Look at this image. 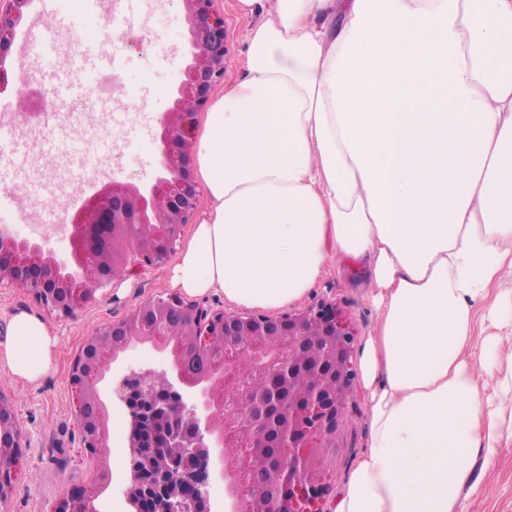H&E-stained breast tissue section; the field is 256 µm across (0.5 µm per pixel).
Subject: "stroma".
Here are the masks:
<instances>
[{"instance_id":"35a3bbf8","label":"stroma","mask_w":512,"mask_h":512,"mask_svg":"<svg viewBox=\"0 0 512 512\" xmlns=\"http://www.w3.org/2000/svg\"><path fill=\"white\" fill-rule=\"evenodd\" d=\"M220 7L231 49L224 81L230 84L241 74L250 21L239 13L238 0H221ZM43 18L57 38H75L83 45L91 41L100 50L111 53L108 66L122 76L130 109L119 112L113 104L100 101L91 107L97 119L90 122L71 113L69 108H61L44 133L47 146L43 160H35L26 153L18 167L0 169V193L9 191L11 184L21 179L37 186L53 187L61 172L70 175L72 190H80L82 163L90 155L111 153L113 127L127 126L132 111L144 113L149 122H156L170 106V92L182 78L172 52L173 46L183 45L188 38L181 6H171L150 17L143 0H122L115 16L101 22L95 9H68L61 0H53ZM117 24L128 25L131 34L140 39V47L127 43L114 45L112 28ZM123 146L124 152L114 167L115 174L136 182L151 180L159 165L153 140L129 130ZM170 269L166 263L107 285L99 291L97 302L75 317H48L58 341L55 366L37 385L16 380L0 365V393L14 402L17 421L30 442L11 476L12 491L0 502V512H52L55 502L70 485L89 488L97 483L101 462L82 448L79 441L70 383L73 359L85 339L102 324L124 317L149 299L172 294ZM323 300L336 302L354 329L356 341H363L373 330L374 310L365 288L351 269L327 273L295 307L301 310ZM366 409L363 384L355 382L335 429L322 442L320 476L328 490L327 504H334L367 446ZM110 446L116 475L106 493L100 496L97 507L99 512H131L124 499L130 479L124 471L128 444L114 434ZM478 479L477 492L462 494L460 512H512V445L502 448L492 470L479 474Z\"/></svg>"}]
</instances>
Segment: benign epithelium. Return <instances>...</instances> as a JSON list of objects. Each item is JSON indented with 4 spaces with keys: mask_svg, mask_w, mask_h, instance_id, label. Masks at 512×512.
<instances>
[{
    "mask_svg": "<svg viewBox=\"0 0 512 512\" xmlns=\"http://www.w3.org/2000/svg\"><path fill=\"white\" fill-rule=\"evenodd\" d=\"M188 41L178 54L182 80L172 106L157 119L155 142L160 164L147 182L112 176L92 183L66 205L71 250L58 255L47 240L19 242L0 231V288H23L46 313L72 318L114 281L167 263L185 227L194 223L201 190L194 176L193 147L198 118L224 82L230 54L224 12L218 0H181ZM33 0H0V86L18 81L16 27L33 18ZM45 110L31 93L24 123L36 125ZM102 336H121L109 349ZM212 336L224 337V362H211L189 377L171 361L166 385L154 384L147 369L124 376L112 372L121 353L134 345L159 352H179V344L199 338L205 352ZM354 333L341 311L323 301L281 315L229 313L204 308L181 296L149 300L125 317L100 326L87 337L71 366V383L79 387L76 421L82 447L100 455L101 441L112 424L114 406L122 408L128 432L132 483L162 496L161 512H195L206 500L207 480L197 496L183 494L175 470L191 458L204 471L224 480V512H324L325 487L319 482L320 443L336 427L354 379L351 353ZM249 347L255 359L244 363L239 351ZM260 370L267 385L255 391L245 384ZM191 417V431L175 420ZM261 427L248 448L231 457L228 439L239 425ZM178 448L168 469L147 475L135 469L143 448ZM0 499L9 487L7 473L28 447L10 398L0 396ZM85 487L72 486L53 512H97Z\"/></svg>",
    "mask_w": 512,
    "mask_h": 512,
    "instance_id": "7a95c632",
    "label": "benign epithelium"
}]
</instances>
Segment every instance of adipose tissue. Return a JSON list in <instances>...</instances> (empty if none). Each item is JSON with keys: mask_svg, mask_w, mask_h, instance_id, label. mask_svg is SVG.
<instances>
[{"mask_svg": "<svg viewBox=\"0 0 512 512\" xmlns=\"http://www.w3.org/2000/svg\"><path fill=\"white\" fill-rule=\"evenodd\" d=\"M242 77L193 166L210 206L174 288L246 308L363 279L368 444L333 512H458L512 440V0H238ZM506 327L477 338L480 314ZM0 362L39 383L57 339L12 317Z\"/></svg>", "mask_w": 512, "mask_h": 512, "instance_id": "ef3b65f1", "label": "adipose tissue"}]
</instances>
